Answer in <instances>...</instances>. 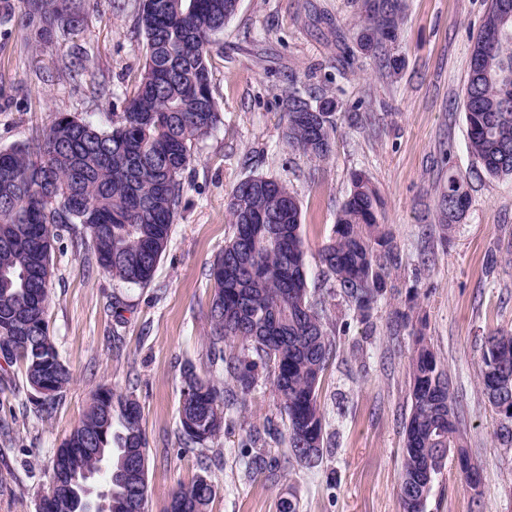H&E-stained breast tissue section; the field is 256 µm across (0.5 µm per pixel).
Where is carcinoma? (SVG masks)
I'll use <instances>...</instances> for the list:
<instances>
[{"label":"carcinoma","instance_id":"1","mask_svg":"<svg viewBox=\"0 0 512 512\" xmlns=\"http://www.w3.org/2000/svg\"><path fill=\"white\" fill-rule=\"evenodd\" d=\"M503 0H490L474 38L463 95L468 149L481 169L512 177V19L500 14ZM403 0H361L362 50L376 52L397 35ZM233 0H139L137 31L146 62L124 108L103 126L61 113L45 131L33 158L28 149H0V349L26 336L29 351L15 357L31 386L53 375L55 395L37 402L49 416L71 374L49 335L46 312L52 251L58 230L79 224L91 240L95 263L129 286L147 287L170 241L180 206L181 177L193 161L194 143L221 123L212 91L208 52L213 36L233 17ZM25 25L48 42L55 29L81 23L72 0H26ZM299 96L288 97V145L316 159L331 152L333 110L327 100L307 112ZM467 176L448 173L442 213L463 214L469 204ZM381 198L368 175L355 171L320 262L361 319L386 294L396 264V244L380 223ZM232 235L214 264L210 308L213 362L224 380L183 370L180 424L185 444L203 445L223 429L224 407L268 378L288 421L289 454L309 465L323 454L325 436L318 390L333 356L332 330L324 311L308 299L301 208L288 186L254 177L234 188L229 203ZM250 344L257 358L235 351ZM483 391L500 416L498 438L512 446V334L487 337ZM412 409L405 422L401 474L403 512H425L426 472L435 475L453 449L469 461L458 416V396L446 371L417 332L411 353ZM110 461L102 475L110 512H134L137 486L148 512V454L137 400L99 388L70 441L56 449L48 493L56 512H79L76 492L55 485L68 466L89 471L97 460L70 456L85 440ZM214 489L203 476L173 492L172 512H206Z\"/></svg>","mask_w":512,"mask_h":512}]
</instances>
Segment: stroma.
I'll list each match as a JSON object with an SVG mask.
<instances>
[{
    "label": "stroma",
    "instance_id": "obj_1",
    "mask_svg": "<svg viewBox=\"0 0 512 512\" xmlns=\"http://www.w3.org/2000/svg\"><path fill=\"white\" fill-rule=\"evenodd\" d=\"M77 30L43 43L24 26L23 0L0 21V149L37 152L56 114L107 123L145 63L138 0H75ZM489 0H404L395 40L363 54L356 0H240L208 63L223 121L200 139L151 284L125 285L85 257L82 228L61 231L52 253L50 336L72 374L41 415L20 367L0 368V512H39L56 448L100 386L133 396L148 448L149 512L206 477L208 512H403L400 475L409 416L410 328L396 312L417 304L424 336L461 400L460 420L482 483L455 461L435 475L426 512H512V447L480 379L487 336L512 333V179L478 173L462 99L474 37ZM336 101L332 152L318 161L284 139L288 97ZM469 175L471 202L445 229L440 192L449 170ZM368 174L401 262L385 296L360 320L322 272L352 172ZM252 176L287 184L301 206L310 297L332 325L335 353L318 400L327 448L317 466L292 462L286 417L266 380L226 412L213 442L185 447L181 373L219 377L210 359V269L231 235L228 203ZM261 467L246 472L241 450ZM209 466H202V459Z\"/></svg>",
    "mask_w": 512,
    "mask_h": 512
}]
</instances>
